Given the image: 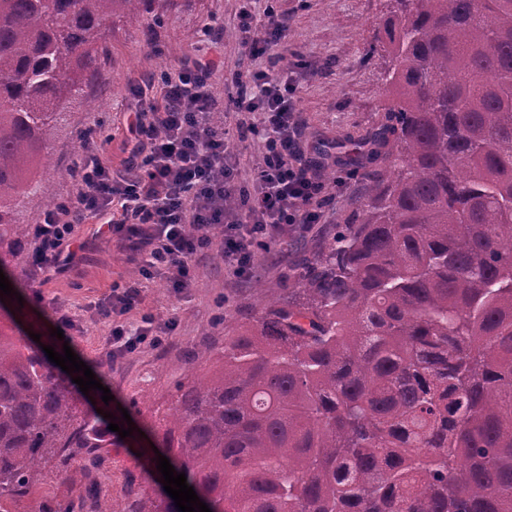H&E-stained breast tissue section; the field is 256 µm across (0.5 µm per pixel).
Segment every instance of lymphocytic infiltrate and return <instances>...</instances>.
<instances>
[{
	"mask_svg": "<svg viewBox=\"0 0 512 512\" xmlns=\"http://www.w3.org/2000/svg\"><path fill=\"white\" fill-rule=\"evenodd\" d=\"M264 15L263 21L246 20L239 27L249 56L267 58L268 64L236 80L228 96L235 124L215 118L212 60L161 70L160 102L142 96L133 109L137 138L123 168L109 169L99 147H91L72 169L75 192L35 225L33 281L47 282L63 270V247L76 225L90 218L105 221L110 233L130 242L141 257L139 282L114 286L109 296L90 304L94 317L108 319L130 311L140 297V281L155 273L165 274L174 287H190L195 257L212 246H219L234 274L242 276L252 268L260 239L319 222L325 162L301 156L304 122L295 91L302 73L278 52L287 28L276 6L267 5ZM252 136L264 148L252 166L239 169L230 161L229 145ZM230 197L238 199V207H225ZM216 226L224 229L217 242L210 236ZM173 328L143 318L136 328L111 332L106 352L121 354L148 340L161 343L162 331Z\"/></svg>",
	"mask_w": 512,
	"mask_h": 512,
	"instance_id": "1",
	"label": "lymphocytic infiltrate"
}]
</instances>
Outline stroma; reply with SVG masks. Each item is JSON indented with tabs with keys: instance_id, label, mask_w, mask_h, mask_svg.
<instances>
[{
	"instance_id": "35a3bbf8",
	"label": "stroma",
	"mask_w": 512,
	"mask_h": 512,
	"mask_svg": "<svg viewBox=\"0 0 512 512\" xmlns=\"http://www.w3.org/2000/svg\"><path fill=\"white\" fill-rule=\"evenodd\" d=\"M264 6L265 0H167L141 19H114L109 55L101 62L98 81L88 89L99 102V111L88 112L80 103H72L49 139L56 196L66 197L75 189L70 170L87 148L83 134L89 127L101 128L106 140L103 160L116 169L122 166L132 146L126 118L137 100L131 89L142 84L149 72L177 69L188 58L216 59L219 67L211 78V91L217 103H224L237 73L263 66L262 61L248 58L236 30L243 12L258 18ZM279 8L288 22L284 45L297 50L308 66L295 93L305 122L303 154L313 159L318 143L331 146L324 216L320 223L291 227L287 236L294 252L311 257L325 246L337 225L353 223L358 215L371 166L336 150L335 145L360 140L376 130L390 104L385 92L386 64L368 53L383 28L388 2L279 0ZM96 229L91 219L77 226L71 244L77 252L75 264L42 285L29 278L35 243L27 241L12 264L22 282V300L12 303L10 314L21 334H37L41 344L58 352L71 347L92 369L114 397L107 405L100 390L90 391L97 409L111 414L120 408L128 410L129 419L119 420L118 425H134L135 434L113 438L111 447L101 449L94 470L96 497L108 504L122 499L127 473L148 467L140 447L149 441L151 421L170 407L176 384L207 371V364L191 362L192 353L206 347L222 350L226 336L266 301L283 295L291 266L288 259L279 257V242L272 241L256 247L252 277H238L214 250L197 260L191 288L177 289L165 277H155L136 308L94 321L84 315L85 305L107 297L114 284L129 281L130 269L139 265L138 256L125 243L97 235ZM56 301L83 315L82 332L67 345L52 334ZM145 315L160 325L175 321L176 327L162 344L144 342L107 362L103 345L111 330L138 325ZM81 462L78 456L68 461L58 455L45 460V484L29 496H0V507L5 512H38L39 504L68 502L71 477Z\"/></svg>"
}]
</instances>
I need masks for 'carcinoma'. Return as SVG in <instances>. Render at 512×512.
<instances>
[{
    "label": "carcinoma",
    "mask_w": 512,
    "mask_h": 512,
    "mask_svg": "<svg viewBox=\"0 0 512 512\" xmlns=\"http://www.w3.org/2000/svg\"><path fill=\"white\" fill-rule=\"evenodd\" d=\"M158 0H0V269L56 203L48 140L112 19ZM392 102L359 147L358 217L180 382L155 446L211 512H512V0H393ZM112 447L43 353L0 327V492L57 450ZM178 512L161 475L124 503Z\"/></svg>",
    "instance_id": "obj_1"
}]
</instances>
